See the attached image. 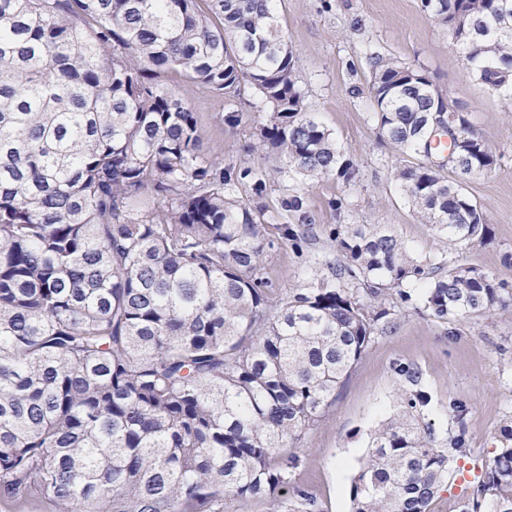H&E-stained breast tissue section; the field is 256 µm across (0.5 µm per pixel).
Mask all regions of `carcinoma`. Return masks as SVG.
<instances>
[{
    "instance_id": "carcinoma-1",
    "label": "carcinoma",
    "mask_w": 512,
    "mask_h": 512,
    "mask_svg": "<svg viewBox=\"0 0 512 512\" xmlns=\"http://www.w3.org/2000/svg\"><path fill=\"white\" fill-rule=\"evenodd\" d=\"M470 72L512 93V0H421ZM376 118L417 161L395 181L460 251L487 214L463 187L496 153L425 73L368 56ZM276 0H0V507L34 512H319L299 442L379 328L388 296L442 321L489 317L503 284L415 259L385 225L338 224L339 257L274 298L271 255L316 237L265 224L270 172L355 178L306 110ZM171 74L271 106L270 167L206 161ZM352 512H430L466 455L467 409L437 447L422 371L396 367ZM459 512H512V420Z\"/></svg>"
}]
</instances>
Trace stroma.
I'll return each mask as SVG.
<instances>
[{
  "mask_svg": "<svg viewBox=\"0 0 512 512\" xmlns=\"http://www.w3.org/2000/svg\"><path fill=\"white\" fill-rule=\"evenodd\" d=\"M281 26L299 58L298 81L307 111L330 129L338 147L356 168L353 182L336 177L272 175L264 198L249 199L254 211L271 216L283 198H301L292 224L310 219L325 229L334 224H385L409 254L448 265L474 267L512 285V97L474 80L462 47L421 6V0H277ZM378 51L424 70L448 102L463 112L472 130L496 150L491 170L470 176L465 187L489 220L488 240L458 251L446 237L421 223L392 179L409 163L380 135L369 91L367 56ZM169 88L185 97L197 119L204 158L233 164L248 153L254 134L270 110L253 89L236 99L171 76ZM237 111L239 121L224 116ZM344 199L342 211L331 203ZM328 236L303 251L285 247L269 258L266 275L278 296L306 287L316 258L335 255ZM400 364L418 366L431 395L427 418L439 438L456 422L448 404L464 403L467 453L452 465V476L436 497L432 512H458L462 474L480 475L499 446L498 428L512 419V306L490 319L442 323L425 312L398 304L392 325L375 334L364 355L337 388L321 417L301 440L297 486L311 492L321 512H350L352 479L367 452V440L396 404Z\"/></svg>",
  "mask_w": 512,
  "mask_h": 512,
  "instance_id": "stroma-1",
  "label": "stroma"
}]
</instances>
